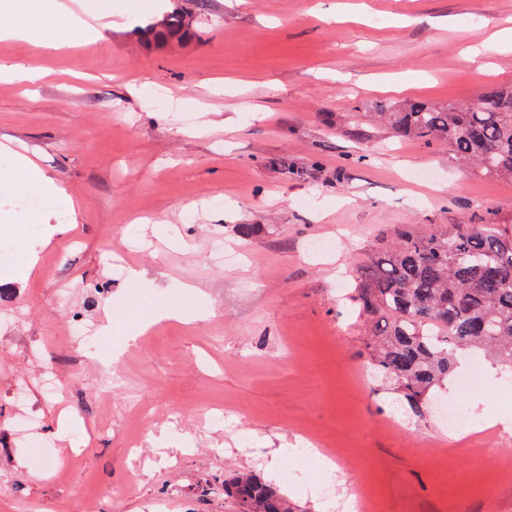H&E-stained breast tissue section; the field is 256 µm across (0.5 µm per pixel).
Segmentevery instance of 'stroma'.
<instances>
[{
    "mask_svg": "<svg viewBox=\"0 0 512 512\" xmlns=\"http://www.w3.org/2000/svg\"><path fill=\"white\" fill-rule=\"evenodd\" d=\"M335 2L87 0L97 39L0 40V65L46 72L0 82V143L75 206L50 198L36 224L0 154V236L38 257L23 282L0 264V512H149L160 498L238 512L208 488L240 472L321 512L318 487L285 480L292 458L270 453L324 445L339 485L383 512H512V415L494 394L512 371L469 356L437 391L473 428L393 413L345 298L404 228L512 225V181L371 118L512 86V45L492 39L512 27V0H362L343 20ZM173 12L184 37H146ZM316 240L333 247L312 252ZM217 241L234 261L216 260ZM111 294L129 308L109 312ZM169 305L207 315L129 339L137 316ZM78 318L111 321L94 351L122 349L110 379L71 350ZM474 369L482 386L460 392ZM23 411L45 439L35 454L13 436Z\"/></svg>",
    "mask_w": 512,
    "mask_h": 512,
    "instance_id": "stroma-1",
    "label": "stroma"
}]
</instances>
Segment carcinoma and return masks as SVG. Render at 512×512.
Here are the masks:
<instances>
[{"instance_id":"cac0c4a2","label":"carcinoma","mask_w":512,"mask_h":512,"mask_svg":"<svg viewBox=\"0 0 512 512\" xmlns=\"http://www.w3.org/2000/svg\"><path fill=\"white\" fill-rule=\"evenodd\" d=\"M380 116L398 139L446 144L458 163L512 179V86L446 106L408 101ZM348 300L371 325L375 366L418 412L453 377L463 351L512 369V226L403 230L359 267ZM222 486L239 512H297L278 487L252 474Z\"/></svg>"}]
</instances>
